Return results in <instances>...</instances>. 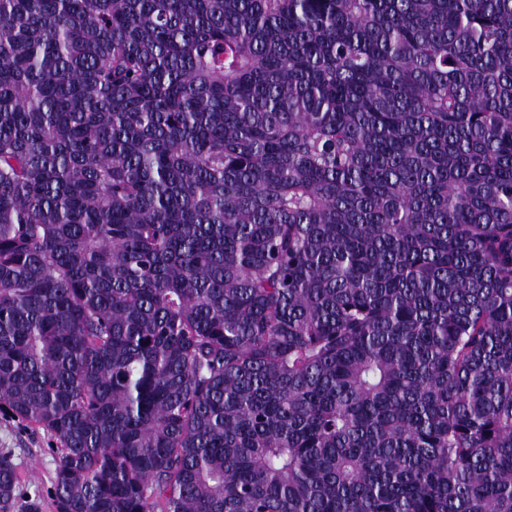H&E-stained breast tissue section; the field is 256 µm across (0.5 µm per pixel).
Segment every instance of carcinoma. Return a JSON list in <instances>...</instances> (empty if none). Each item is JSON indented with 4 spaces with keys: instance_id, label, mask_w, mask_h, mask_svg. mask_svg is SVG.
<instances>
[{
    "instance_id": "obj_1",
    "label": "carcinoma",
    "mask_w": 512,
    "mask_h": 512,
    "mask_svg": "<svg viewBox=\"0 0 512 512\" xmlns=\"http://www.w3.org/2000/svg\"><path fill=\"white\" fill-rule=\"evenodd\" d=\"M1 412L57 512H512V0H0Z\"/></svg>"
}]
</instances>
